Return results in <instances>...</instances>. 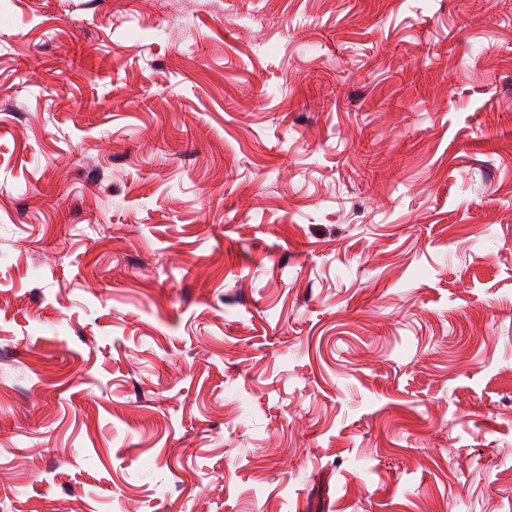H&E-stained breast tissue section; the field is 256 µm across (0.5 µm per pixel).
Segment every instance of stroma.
Segmentation results:
<instances>
[{"instance_id": "35a3bbf8", "label": "stroma", "mask_w": 512, "mask_h": 512, "mask_svg": "<svg viewBox=\"0 0 512 512\" xmlns=\"http://www.w3.org/2000/svg\"><path fill=\"white\" fill-rule=\"evenodd\" d=\"M0 512H512V0H0Z\"/></svg>"}]
</instances>
